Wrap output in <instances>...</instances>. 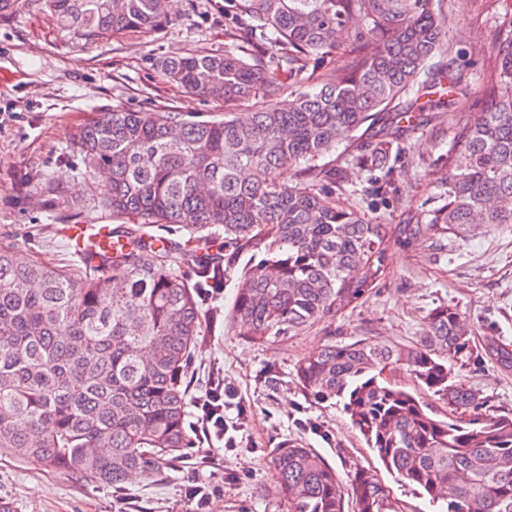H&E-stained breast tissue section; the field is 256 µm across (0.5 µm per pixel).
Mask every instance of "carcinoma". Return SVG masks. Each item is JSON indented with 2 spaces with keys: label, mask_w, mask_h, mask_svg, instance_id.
Returning <instances> with one entry per match:
<instances>
[{
  "label": "carcinoma",
  "mask_w": 512,
  "mask_h": 512,
  "mask_svg": "<svg viewBox=\"0 0 512 512\" xmlns=\"http://www.w3.org/2000/svg\"><path fill=\"white\" fill-rule=\"evenodd\" d=\"M497 28L482 65L483 108L449 144L446 182L403 232L470 235L512 224V0H486ZM85 41L167 22L166 0H42ZM447 0H224L235 47L161 62L167 80L224 104V118L164 108L99 112L75 132L92 175L110 176L101 206L134 219L61 266L0 246V456L123 488L184 459L199 289L240 275L229 326L254 344L336 319L380 280L391 228L345 205L354 172L393 198L398 123L449 112L460 82ZM339 71L328 68L341 49ZM437 99L421 101L430 89ZM288 99L281 100L285 89ZM254 103L240 119L232 109ZM360 133L341 163L338 141ZM217 250L191 249L200 240ZM251 261L238 266L239 257ZM191 263L195 282L182 265ZM512 368V349L489 343ZM474 347L462 313L432 309L414 342H330L296 376L315 400L338 399L387 470L448 501V512H512V415L494 414L448 363ZM405 372L458 414L442 420L392 378ZM288 512H403L377 475L339 481L319 453L284 440L271 450Z\"/></svg>",
  "instance_id": "1"
}]
</instances>
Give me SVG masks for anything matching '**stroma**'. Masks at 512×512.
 <instances>
[{
    "label": "stroma",
    "instance_id": "35a3bbf8",
    "mask_svg": "<svg viewBox=\"0 0 512 512\" xmlns=\"http://www.w3.org/2000/svg\"><path fill=\"white\" fill-rule=\"evenodd\" d=\"M459 30L453 43L462 58L491 60L497 37L483 0H457ZM169 20L152 32H122L84 42L64 30L39 0L0 13V243L22 253L59 259L67 252L62 224H107L95 207L102 179L88 180L71 142L78 125L113 108L154 105L195 120L223 115V104L206 101L168 82L157 64L176 55L221 54L224 0H173ZM463 90L453 101L454 123L425 113L395 163V204L371 208L353 181L346 204L368 217L404 226L429 208L431 182L448 172L443 158L457 121L482 108L483 90L460 73ZM242 279L203 306V332L195 351L201 374L215 373L234 391L224 414L233 424V448L197 440L175 467L126 486L123 492L93 486L38 465L0 457V497L16 512H287L275 486L269 451L293 439L315 449L340 480L365 466L402 503L404 512H439L416 486L389 473L367 447L336 400L304 394L295 369L304 357L332 341L370 336L407 344L419 336L427 313L456 305L476 344L486 339L512 346V225L477 235L391 238L377 287L335 321L321 323L285 342L255 345L224 324ZM457 380L480 391L498 413H512V369L483 356L458 362ZM208 486L205 509L185 494L190 480Z\"/></svg>",
    "mask_w": 512,
    "mask_h": 512
}]
</instances>
